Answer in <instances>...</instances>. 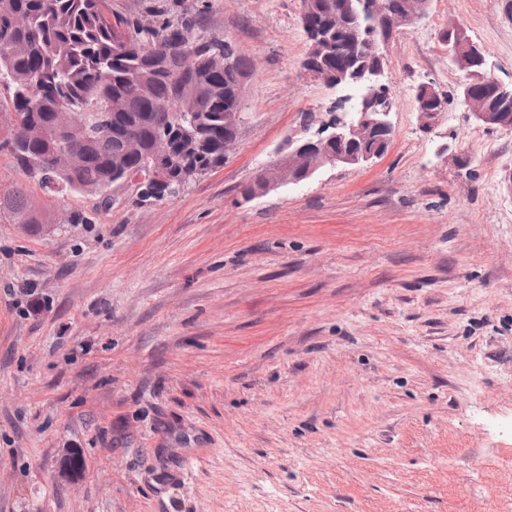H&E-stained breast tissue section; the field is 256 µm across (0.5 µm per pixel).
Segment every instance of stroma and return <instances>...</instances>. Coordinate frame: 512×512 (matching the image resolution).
I'll return each mask as SVG.
<instances>
[{
    "label": "stroma",
    "instance_id": "35a3bbf8",
    "mask_svg": "<svg viewBox=\"0 0 512 512\" xmlns=\"http://www.w3.org/2000/svg\"><path fill=\"white\" fill-rule=\"evenodd\" d=\"M109 3L252 62L238 148L108 208L0 152V190L50 214L0 217V512H512V128L462 106L441 39L460 25L512 84V0H431L388 48L385 154L251 200L342 96L303 74L300 0ZM421 83L448 98L430 132Z\"/></svg>",
    "mask_w": 512,
    "mask_h": 512
}]
</instances>
